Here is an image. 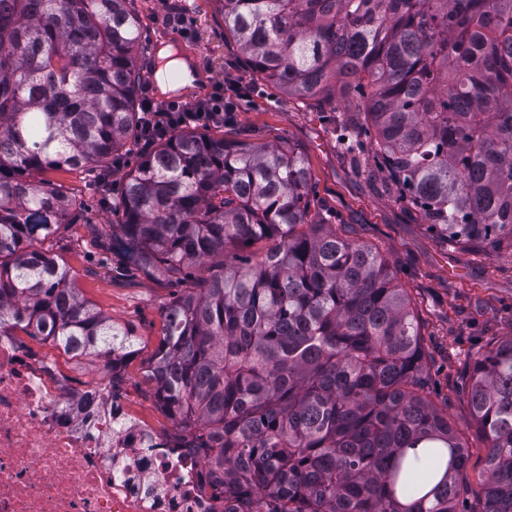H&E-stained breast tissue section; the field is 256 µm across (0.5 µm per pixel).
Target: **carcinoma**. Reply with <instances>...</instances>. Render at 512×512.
Segmentation results:
<instances>
[{
  "label": "carcinoma",
  "mask_w": 512,
  "mask_h": 512,
  "mask_svg": "<svg viewBox=\"0 0 512 512\" xmlns=\"http://www.w3.org/2000/svg\"><path fill=\"white\" fill-rule=\"evenodd\" d=\"M132 0H0V326L117 368L134 331L44 242L83 218L48 170L105 180L143 126ZM251 74L331 104L389 191L448 242L512 252V0H215ZM104 244L114 276L197 287L147 377L224 512H512V338L470 359L486 474L424 394L419 313L336 232L305 160L193 127L147 144ZM263 244L258 252L243 249Z\"/></svg>",
  "instance_id": "cac0c4a2"
}]
</instances>
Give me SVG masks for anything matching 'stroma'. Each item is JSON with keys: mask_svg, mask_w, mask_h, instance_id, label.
I'll use <instances>...</instances> for the list:
<instances>
[{"mask_svg": "<svg viewBox=\"0 0 512 512\" xmlns=\"http://www.w3.org/2000/svg\"><path fill=\"white\" fill-rule=\"evenodd\" d=\"M133 7L141 20L139 98L166 99L154 76L159 64L156 49L163 44L200 59L199 78L179 93V100L207 98L230 79L250 85L251 95L241 101L235 124L225 126V138L287 144L306 161L333 224L342 226L347 236L377 247L395 268L400 286L419 308L422 347L430 365L425 393L437 405L447 406L449 419L469 446L468 477L478 481L485 450L475 435L469 386L462 377L470 356L487 339L512 336V254L487 255L448 243L415 212L384 194L372 172V159L356 165L342 152L337 113L254 80L241 66L240 52L225 38L224 19L214 0H134ZM144 148V143L133 144L126 164L113 169L96 193L91 190L93 174L88 170L48 174L74 201L89 206L83 222L69 225L53 240V250L72 268L86 299L116 323L134 329L135 354L116 369L102 358L73 363L46 342H36L35 347L46 351L67 373L73 390L100 387L112 376L122 377L121 395L131 414L169 433L174 425L157 406L146 371L163 335L164 308L176 288L142 274L113 277L98 261L101 249L96 232L110 230L116 223L111 200Z\"/></svg>", "mask_w": 512, "mask_h": 512, "instance_id": "stroma-1", "label": "stroma"}]
</instances>
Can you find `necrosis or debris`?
Instances as JSON below:
<instances>
[{
    "label": "necrosis or debris",
    "instance_id": "4bbe7bcc",
    "mask_svg": "<svg viewBox=\"0 0 512 512\" xmlns=\"http://www.w3.org/2000/svg\"><path fill=\"white\" fill-rule=\"evenodd\" d=\"M61 374L0 328V512H224L200 452L128 420L109 386L71 409Z\"/></svg>",
    "mask_w": 512,
    "mask_h": 512
}]
</instances>
